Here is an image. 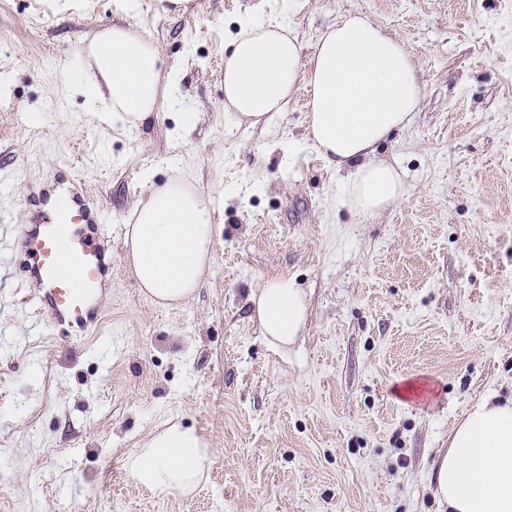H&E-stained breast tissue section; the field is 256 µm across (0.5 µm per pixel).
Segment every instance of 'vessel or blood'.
I'll return each mask as SVG.
<instances>
[{"label": "vessel or blood", "mask_w": 512, "mask_h": 512, "mask_svg": "<svg viewBox=\"0 0 512 512\" xmlns=\"http://www.w3.org/2000/svg\"><path fill=\"white\" fill-rule=\"evenodd\" d=\"M72 166L30 188L18 210L16 233L0 242L37 318L53 335L76 342L97 335L109 288L107 254L116 230L112 215L80 193Z\"/></svg>", "instance_id": "1"}]
</instances>
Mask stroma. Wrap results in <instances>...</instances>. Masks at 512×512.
Returning a JSON list of instances; mask_svg holds the SVG:
<instances>
[{
    "instance_id": "1",
    "label": "stroma",
    "mask_w": 512,
    "mask_h": 512,
    "mask_svg": "<svg viewBox=\"0 0 512 512\" xmlns=\"http://www.w3.org/2000/svg\"><path fill=\"white\" fill-rule=\"evenodd\" d=\"M414 54L421 103L380 154L407 195L354 216L347 172L303 136L297 90L270 126L224 109V56L242 16L296 31L305 54L349 9ZM144 31L179 89L140 128L97 122L68 94L88 41ZM196 116L190 132L182 113ZM71 163L89 196L129 221L181 171L209 194L211 273L188 302L148 299L112 239L100 336L32 326L0 269V512H443L438 455L481 396L512 401V0H0V171L20 199ZM302 288L304 331L261 335L249 296ZM175 421L211 452L189 493L136 482L128 460Z\"/></svg>"
}]
</instances>
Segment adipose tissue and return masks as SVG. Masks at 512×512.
<instances>
[{"label": "adipose tissue", "mask_w": 512, "mask_h": 512, "mask_svg": "<svg viewBox=\"0 0 512 512\" xmlns=\"http://www.w3.org/2000/svg\"><path fill=\"white\" fill-rule=\"evenodd\" d=\"M176 82L145 33L115 25L95 34L64 90L106 99L99 120L116 117L136 129L161 109ZM301 85L309 93L303 141L330 166L348 171L345 206L367 218L403 199L408 187L401 169L377 152L420 106V72L407 47L358 9L330 26L308 57L288 25L243 17L224 59L225 109L238 123L266 126L282 116ZM215 214L211 198L181 174L151 186L139 200L124 227V243L147 297L167 306L193 297L209 271ZM250 301L271 345L294 344L307 318L305 295L294 279L267 281ZM208 451L202 436L169 422L128 468L144 485L187 490L198 484ZM435 495L449 512H512V402L475 400L439 461Z\"/></svg>", "instance_id": "obj_1"}]
</instances>
